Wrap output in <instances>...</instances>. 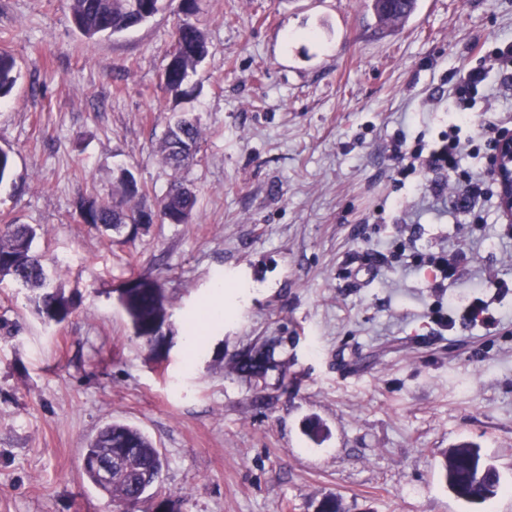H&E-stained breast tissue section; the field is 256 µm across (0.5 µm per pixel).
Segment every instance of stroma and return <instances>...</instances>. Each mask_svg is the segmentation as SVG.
<instances>
[{"label": "stroma", "instance_id": "1", "mask_svg": "<svg viewBox=\"0 0 512 512\" xmlns=\"http://www.w3.org/2000/svg\"><path fill=\"white\" fill-rule=\"evenodd\" d=\"M369 0H199L209 54L190 99L160 88L179 20L91 42L66 0H0V51L18 81L0 101V224L36 228L70 317L44 324L30 292L0 282V512H113L83 474L108 423L137 427L164 459L169 512H512V223L496 195L460 211L443 171L398 184L387 145L433 142L454 67L512 41V0H423L378 28ZM200 118L196 164L173 172L160 142L173 113ZM130 169L153 206L172 179L194 188L193 223L136 238L84 224L80 200L110 197ZM463 254L433 291L417 255ZM158 281L171 344L155 356L121 301ZM231 314L200 322L216 280ZM483 286L494 324L444 329L435 311ZM201 345L184 348L188 326ZM271 350L263 374L238 368ZM323 433L312 439L309 422ZM477 445L501 477L482 504L457 499L442 452Z\"/></svg>", "mask_w": 512, "mask_h": 512}]
</instances>
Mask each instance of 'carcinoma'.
<instances>
[{
	"mask_svg": "<svg viewBox=\"0 0 512 512\" xmlns=\"http://www.w3.org/2000/svg\"><path fill=\"white\" fill-rule=\"evenodd\" d=\"M160 0H66L75 28L87 40L122 32L140 24L146 15L159 10ZM197 0H182L184 18L175 32L170 61L165 68L163 90L181 98L193 92L188 86L198 65L208 54L204 29L191 20L197 11ZM415 0L397 6L389 0H371L373 15L382 27L402 24L411 16ZM17 81L16 63L7 52H0V99L8 96ZM200 129L197 121L182 115L168 125L161 143L164 164L178 173L191 165L197 155ZM140 194L134 175L123 170L109 200L88 198L79 205V216L96 228L120 231L132 224L145 228L159 220L169 224H191L194 220L197 196L179 181L171 184L167 193L153 211L131 204ZM36 231L26 224L0 225V276H10L21 288L35 291L32 297L37 313L45 320L59 324L72 309V297L46 269L41 256L33 250ZM136 338L146 345L164 348L166 340H157L167 318L164 290L147 288L125 306ZM272 359L268 350L257 352V357L245 358L239 366L243 372L254 373ZM112 452V479L105 484L96 471L86 468V477L112 498L115 507L127 506L137 496L148 492L157 483L162 470V459L151 439L141 430L122 422H113L102 428L90 441L84 454L98 455ZM448 489L458 498L471 503H484L500 488L496 467L485 462L480 449L469 442L459 443L443 454L441 463Z\"/></svg>",
	"mask_w": 512,
	"mask_h": 512,
	"instance_id": "carcinoma-1",
	"label": "carcinoma"
}]
</instances>
